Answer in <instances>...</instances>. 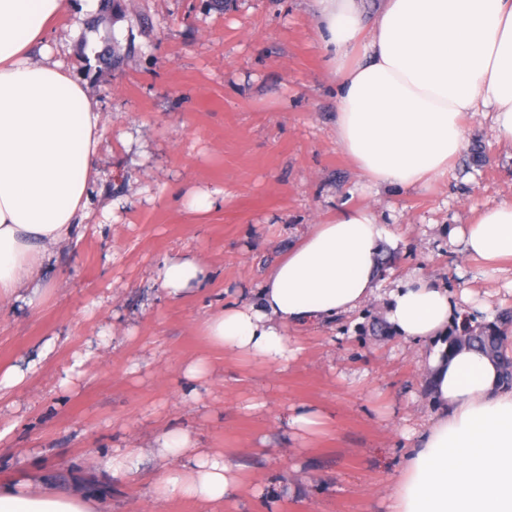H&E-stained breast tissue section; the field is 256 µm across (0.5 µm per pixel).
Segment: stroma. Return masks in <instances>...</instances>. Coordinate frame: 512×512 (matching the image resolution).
I'll return each mask as SVG.
<instances>
[{
    "mask_svg": "<svg viewBox=\"0 0 512 512\" xmlns=\"http://www.w3.org/2000/svg\"><path fill=\"white\" fill-rule=\"evenodd\" d=\"M50 45L86 82L106 133L91 215L46 272L43 301L0 310V372L29 368L0 395V480L37 469L97 498L98 512H207L156 499L151 456L134 482L97 466L182 429L242 470L216 512H387L407 435L433 409L421 346L358 332L383 316L382 300L291 330L303 351L284 371L213 349L199 322L226 289L256 290L296 230L345 203L370 207L398 237L381 288L414 273L457 305L471 293L488 317L512 308V269L485 274L449 236L512 199V144L497 139L490 112L468 115L445 179L375 194L336 143V79L311 0H125L118 14L64 0ZM200 194L209 210L191 208ZM183 252L213 281L206 295L170 301L154 263ZM198 360L206 374L183 378ZM253 401L264 409L248 410ZM300 407L322 411L324 430L288 428L285 414Z\"/></svg>",
    "mask_w": 512,
    "mask_h": 512,
    "instance_id": "stroma-1",
    "label": "stroma"
}]
</instances>
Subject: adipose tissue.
<instances>
[{"mask_svg":"<svg viewBox=\"0 0 512 512\" xmlns=\"http://www.w3.org/2000/svg\"><path fill=\"white\" fill-rule=\"evenodd\" d=\"M62 0H0V307L37 302L44 272L90 215L105 128L96 102L48 46ZM322 51L337 79L336 143L368 189L426 188L447 176L466 143L467 113L493 110L512 144V0H313ZM454 234L467 257L497 271L512 259V200L484 208ZM395 234L367 207L301 231L266 272L256 297L209 310L201 328L225 354L287 368L301 348L289 330L326 324L383 294L403 341L425 345L434 414L387 488L388 512H512V386L468 349L447 353L465 311L447 288L417 275L379 292ZM153 279L173 300L203 294L212 271L192 254L166 256ZM156 499L224 502L241 470L198 449L182 430L161 437ZM0 512H96L85 496L43 478L0 484Z\"/></svg>","mask_w":512,"mask_h":512,"instance_id":"obj_1","label":"adipose tissue"}]
</instances>
